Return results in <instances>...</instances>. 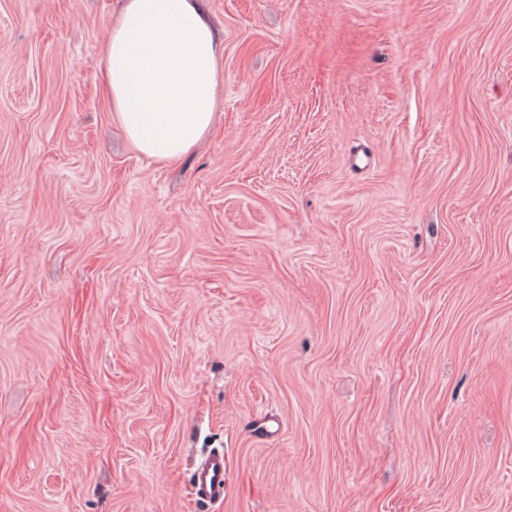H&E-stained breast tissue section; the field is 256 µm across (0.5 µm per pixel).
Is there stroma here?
<instances>
[{"instance_id":"obj_1","label":"stroma","mask_w":512,"mask_h":512,"mask_svg":"<svg viewBox=\"0 0 512 512\" xmlns=\"http://www.w3.org/2000/svg\"><path fill=\"white\" fill-rule=\"evenodd\" d=\"M200 4L162 164L122 0H0V512H512V0ZM199 0H124L101 46L112 111L141 155L175 162L211 130L224 51ZM191 493L201 504L224 502V451H210L191 475Z\"/></svg>"}]
</instances>
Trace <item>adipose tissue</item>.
I'll use <instances>...</instances> for the list:
<instances>
[{
  "label": "adipose tissue",
  "instance_id": "obj_1",
  "mask_svg": "<svg viewBox=\"0 0 512 512\" xmlns=\"http://www.w3.org/2000/svg\"><path fill=\"white\" fill-rule=\"evenodd\" d=\"M101 51L112 110L141 155L174 162L210 132L224 51L198 0H124Z\"/></svg>",
  "mask_w": 512,
  "mask_h": 512
}]
</instances>
